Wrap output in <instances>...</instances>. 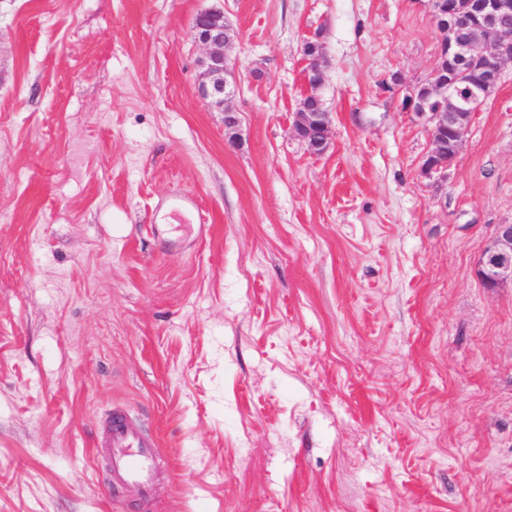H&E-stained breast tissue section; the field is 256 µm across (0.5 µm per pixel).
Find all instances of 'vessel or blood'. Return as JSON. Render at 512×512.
Returning a JSON list of instances; mask_svg holds the SVG:
<instances>
[{
  "mask_svg": "<svg viewBox=\"0 0 512 512\" xmlns=\"http://www.w3.org/2000/svg\"><path fill=\"white\" fill-rule=\"evenodd\" d=\"M95 450L106 457L112 480L134 485L142 499L151 497L160 453L156 437L147 435L123 410L115 408L103 422Z\"/></svg>",
  "mask_w": 512,
  "mask_h": 512,
  "instance_id": "b4317fda",
  "label": "vessel or blood"
}]
</instances>
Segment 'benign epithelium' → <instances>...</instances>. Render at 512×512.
I'll return each mask as SVG.
<instances>
[{"label":"benign epithelium","mask_w":512,"mask_h":512,"mask_svg":"<svg viewBox=\"0 0 512 512\" xmlns=\"http://www.w3.org/2000/svg\"><path fill=\"white\" fill-rule=\"evenodd\" d=\"M441 4L442 0H429L432 16L442 33L438 54L448 56V71L435 67L425 86L431 90L432 98L445 100L448 108L431 110L430 100L421 97L418 89L405 96L404 108L428 124L433 149L423 163L422 174L445 182L454 163L444 157L445 134L453 136L454 156H459L470 125L460 110H469L467 118H472L470 109L479 104L483 95L494 92L503 65L512 62V28L504 25V20L512 16V0H471L463 8L450 0L446 11ZM229 30L224 11L219 8L202 10L192 27L195 41L206 48L200 61V94L224 111L228 143L233 145L238 118L224 108V101L235 94L224 79L228 72L226 48L231 44L227 38ZM303 61L308 91L299 103L293 129L308 150L319 155L325 152L329 140L328 113L320 111L321 99L317 95L328 61L322 50L303 55ZM475 274L491 290L512 284V224L497 225L476 263Z\"/></svg>","instance_id":"1"}]
</instances>
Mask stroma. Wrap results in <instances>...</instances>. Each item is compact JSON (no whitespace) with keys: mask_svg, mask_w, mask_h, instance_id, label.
I'll use <instances>...</instances> for the list:
<instances>
[{"mask_svg":"<svg viewBox=\"0 0 512 512\" xmlns=\"http://www.w3.org/2000/svg\"><path fill=\"white\" fill-rule=\"evenodd\" d=\"M440 40L427 0H0V512H512V284L475 275L512 64L437 183L402 100ZM115 406L160 439L150 500L93 447ZM230 25L224 19V11L219 8H208L198 13L194 19L192 32L196 42L206 48L205 56L200 61L201 96L211 105L224 112V127L228 131V143L235 144V130L238 126L236 112L224 110V101L235 94V88L224 79L228 72L226 48L231 44L227 33ZM308 43L320 45L319 35L315 33L303 43L304 74L309 89L299 103L293 129L295 134L305 142L308 150L312 154L319 155L325 152L328 146L329 113L313 112V110L321 108V99L316 91L324 82L328 61L323 49L307 55L304 47L307 52L310 51L311 46L307 45Z\"/></svg>","mask_w":512,"mask_h":512,"instance_id":"1","label":"stroma"}]
</instances>
